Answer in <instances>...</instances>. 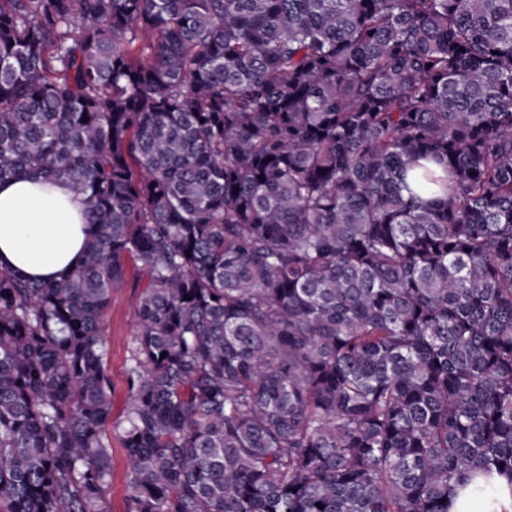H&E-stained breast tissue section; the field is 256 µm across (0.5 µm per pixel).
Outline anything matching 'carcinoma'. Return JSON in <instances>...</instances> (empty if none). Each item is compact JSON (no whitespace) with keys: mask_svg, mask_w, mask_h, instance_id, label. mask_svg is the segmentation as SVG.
Instances as JSON below:
<instances>
[{"mask_svg":"<svg viewBox=\"0 0 512 512\" xmlns=\"http://www.w3.org/2000/svg\"><path fill=\"white\" fill-rule=\"evenodd\" d=\"M88 209L0 269V512H448L512 482V0H0V180ZM87 212L61 181L0 182V267L31 280H59L83 260ZM126 267L125 283L121 288H112L111 302L103 316L104 368L112 385V425L109 427L112 480L104 492V506L108 512L127 511L126 455L121 432L116 425L123 419L127 358L137 332L139 272L132 260L127 261ZM512 486L497 474L477 475L457 487L448 501V512H511Z\"/></svg>","mask_w":512,"mask_h":512,"instance_id":"cac0c4a2","label":"carcinoma"}]
</instances>
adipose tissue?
Here are the masks:
<instances>
[{
    "label": "adipose tissue",
    "mask_w": 512,
    "mask_h": 512,
    "mask_svg": "<svg viewBox=\"0 0 512 512\" xmlns=\"http://www.w3.org/2000/svg\"><path fill=\"white\" fill-rule=\"evenodd\" d=\"M87 212L61 181L0 182V267L31 280H58L83 260ZM448 512H512V483L478 475L456 488Z\"/></svg>",
    "instance_id": "1"
}]
</instances>
